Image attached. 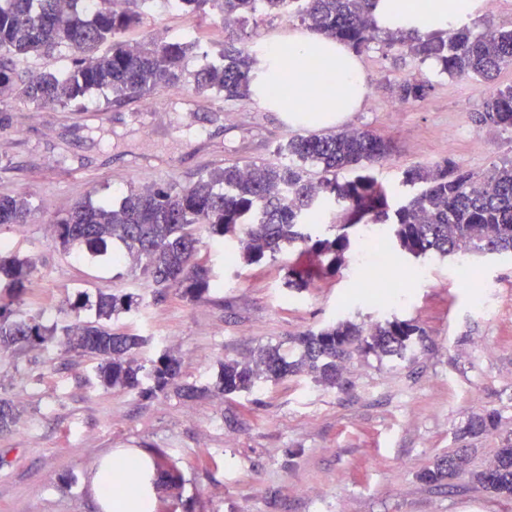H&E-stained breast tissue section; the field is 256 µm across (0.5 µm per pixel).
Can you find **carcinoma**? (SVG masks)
Here are the masks:
<instances>
[{
    "instance_id": "1",
    "label": "carcinoma",
    "mask_w": 512,
    "mask_h": 512,
    "mask_svg": "<svg viewBox=\"0 0 512 512\" xmlns=\"http://www.w3.org/2000/svg\"><path fill=\"white\" fill-rule=\"evenodd\" d=\"M80 0H0V97L20 94L36 108L75 107L95 92L118 100L144 97L161 90H188L208 98L234 101L250 94L257 64L256 46H224L222 62L186 67L197 42L184 37L170 41L131 42L124 34L145 13L148 0H125L115 9L112 0H94L80 12ZM263 4L269 14L292 13L308 29L343 42L357 52L380 42L400 45L420 61L433 60L451 77L491 81L512 67V29L488 27L475 35L467 26L421 34L379 28L372 13L375 0H178L191 14H217L224 28L255 16ZM73 55L63 73L33 72L20 67L31 58L50 57L60 48ZM400 102L425 99L431 85L411 76L390 86ZM480 126L512 130V85L499 88L473 113ZM272 161L226 165L189 186L147 185L126 191L119 203L81 202L51 225L65 252L84 248L92 257L108 256L112 263L139 268L153 295L170 290L191 301L214 287L209 270L197 260L198 232L220 247L236 242L226 253L230 262L247 266L297 247L315 255L316 273L328 276L341 267L350 249L352 230L370 224L413 257L512 255V162L503 161L486 173L444 162L417 165L403 171V193L389 192L367 173L351 179L340 174L389 154V144L369 130L341 129L308 135L294 134L275 150ZM337 206L341 224L326 222ZM29 202L22 195H0V224H24ZM119 243L122 250L112 251ZM35 261L0 256V352L25 346L56 345L98 359L97 377L103 386L142 393L165 391L180 376V361L163 353L146 366L132 355L140 336L111 327L121 313L137 311L143 298L128 292H100L92 307L95 321L80 319L84 304L70 303L74 319L56 328L21 310L32 284ZM311 274L288 265L284 285L301 289ZM423 329L410 320H393L366 327L350 320L309 330L292 339L301 348L297 358L279 345L259 348L242 360L226 359L213 392L226 396L251 391L265 383L310 374L325 387L344 386V362L355 352L403 356L423 341ZM495 410L470 417L459 437L478 438L497 431ZM156 470L177 487L181 474L171 455L157 449ZM465 468L458 453L437 459L420 479L446 487ZM474 480L484 489L512 497V434L500 439L498 451Z\"/></svg>"
}]
</instances>
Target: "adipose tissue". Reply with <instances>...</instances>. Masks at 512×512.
<instances>
[{
	"label": "adipose tissue",
	"mask_w": 512,
	"mask_h": 512,
	"mask_svg": "<svg viewBox=\"0 0 512 512\" xmlns=\"http://www.w3.org/2000/svg\"><path fill=\"white\" fill-rule=\"evenodd\" d=\"M471 0H376L374 16L381 27L444 29L466 19ZM267 97L287 104L292 112H353L366 97V76L356 55L344 43L314 32L288 39H267L259 56ZM323 77L336 92L318 90L315 77Z\"/></svg>",
	"instance_id": "1"
}]
</instances>
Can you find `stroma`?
I'll return each mask as SVG.
<instances>
[{
	"label": "stroma",
	"instance_id": "1",
	"mask_svg": "<svg viewBox=\"0 0 512 512\" xmlns=\"http://www.w3.org/2000/svg\"><path fill=\"white\" fill-rule=\"evenodd\" d=\"M303 30L296 16L278 14L230 32L214 17L153 0L126 37H191L216 63L232 40ZM399 53L379 43L360 53L363 107L313 129L383 137L390 156L371 171L388 188L417 165L449 158L480 173L512 158L511 132L471 119L493 90L512 84V68L485 82L442 74L430 61L398 62ZM413 74L429 79L431 90L393 110L388 85ZM309 129L251 96L225 102L162 91L116 102L96 93L79 112L0 99V194L23 195L31 208L27 223L0 225V242L36 262L23 311L62 326L79 293L132 292L143 307L119 315L113 328L145 338L139 362L166 352L181 363L178 386L140 395L102 386L89 356L56 347L0 354V400L18 409L16 424L0 432V512H105L90 489L92 464L121 452L149 470L158 448L177 461L182 482L148 484L150 512H512V499L473 480L501 436L512 434V256L473 258L470 276L456 258L417 259L387 243L385 277L415 283L398 305L391 291L364 289L362 245L336 275L297 291L284 286L288 267L313 264L312 256L244 267L204 239L198 258L214 289L195 301L174 292L157 301L140 270L65 253L51 233V222L77 202H112L132 186H187L228 163L268 161L279 143ZM487 307L494 316L484 315ZM394 318L422 327V345L402 357L354 355L343 388L299 375L257 392L209 391L224 359L344 320ZM169 334L170 345L162 341ZM480 339L492 353L475 351ZM184 384L200 395L183 397ZM486 409L501 416L497 432L459 440L468 417ZM461 448L468 461L454 489L420 480L437 458ZM207 454L216 466H201Z\"/></svg>",
	"mask_w": 512,
	"mask_h": 512
}]
</instances>
